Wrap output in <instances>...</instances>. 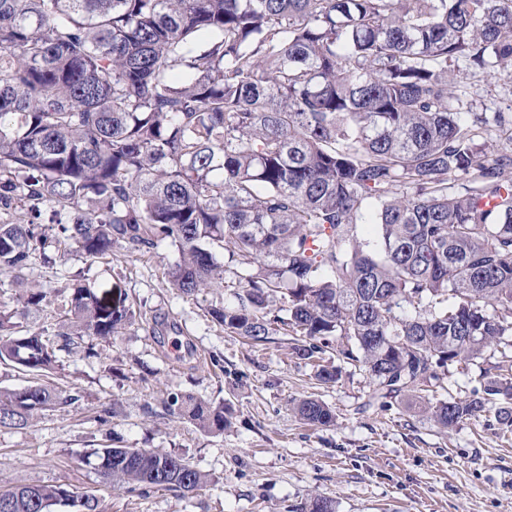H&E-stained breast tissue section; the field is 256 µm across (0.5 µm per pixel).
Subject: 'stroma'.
I'll list each match as a JSON object with an SVG mask.
<instances>
[{
    "instance_id": "35a3bbf8",
    "label": "stroma",
    "mask_w": 512,
    "mask_h": 512,
    "mask_svg": "<svg viewBox=\"0 0 512 512\" xmlns=\"http://www.w3.org/2000/svg\"><path fill=\"white\" fill-rule=\"evenodd\" d=\"M453 78L465 92L463 110H512V83L465 69ZM177 259L163 243L143 256L73 252L27 272L24 287L49 292L74 276L102 290L120 284L136 317L123 333L96 341L94 356L82 345L60 352L54 381L79 400L43 411L25 428L0 430V489L65 484L96 497L97 512H296L317 496L333 499L336 512H512V432L494 411L446 430L425 400L374 399L360 366L344 365L336 383L319 384L298 353L305 337L254 344L225 334L208 310L228 301L227 290L215 284L179 294L163 276ZM160 317L179 327L161 342L152 333ZM501 351L495 344L441 369L445 397L472 398ZM173 392L224 401L230 426L211 434L169 415L164 402ZM308 396L332 408L333 423L299 420L293 405ZM106 407L114 413L103 422ZM114 440L186 456L211 483L185 496L106 484L85 456Z\"/></svg>"
}]
</instances>
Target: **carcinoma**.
<instances>
[{"mask_svg":"<svg viewBox=\"0 0 512 512\" xmlns=\"http://www.w3.org/2000/svg\"><path fill=\"white\" fill-rule=\"evenodd\" d=\"M511 64L512 0H0V287L73 248L169 242L171 287L230 290L210 309L224 332L341 336L375 399L415 397L436 368L512 335V133L488 153L504 113L471 116L449 91L453 67ZM359 224L377 226L374 250ZM61 294L59 342L45 327L16 335L18 312L0 310V364L33 375L0 389V430L79 401L49 381L57 352L132 324L119 285ZM493 369L484 393L512 429V372ZM164 408L205 432L230 424L224 403L187 392ZM484 408L430 411L453 429ZM295 410L334 419L318 399ZM86 462L131 491L209 481L145 448ZM71 494L0 490V512H52Z\"/></svg>","mask_w":512,"mask_h":512,"instance_id":"cac0c4a2","label":"carcinoma"}]
</instances>
